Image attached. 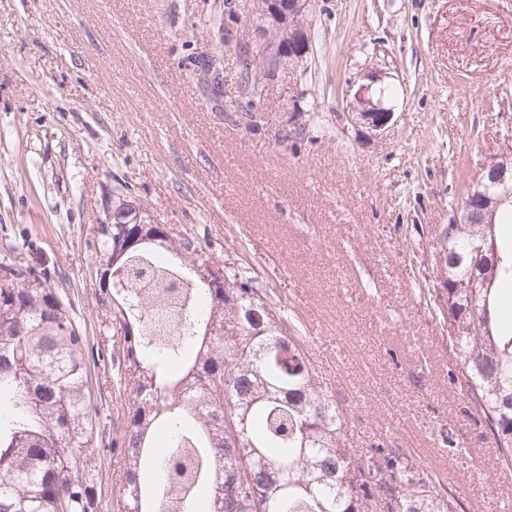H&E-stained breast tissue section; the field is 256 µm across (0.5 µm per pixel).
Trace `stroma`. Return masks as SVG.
<instances>
[{
	"mask_svg": "<svg viewBox=\"0 0 512 512\" xmlns=\"http://www.w3.org/2000/svg\"><path fill=\"white\" fill-rule=\"evenodd\" d=\"M304 25L306 60L262 77L250 124L240 72L262 22L230 0H0V260L16 245L44 262L99 351L98 221L125 184L156 223L258 274L363 445L412 453L462 512H512V467L448 382L433 255L465 185L512 146V0H309ZM374 72L398 106L371 139L346 89ZM297 108L321 137L287 136ZM94 376L109 499L124 398Z\"/></svg>",
	"mask_w": 512,
	"mask_h": 512,
	"instance_id": "stroma-1",
	"label": "stroma"
}]
</instances>
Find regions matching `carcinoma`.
<instances>
[{"label":"carcinoma","mask_w":512,"mask_h":512,"mask_svg":"<svg viewBox=\"0 0 512 512\" xmlns=\"http://www.w3.org/2000/svg\"><path fill=\"white\" fill-rule=\"evenodd\" d=\"M242 59L244 83L262 87ZM138 224L118 221L123 213ZM112 223L99 228L95 260L111 271L101 288L110 321V362L125 397L112 503L92 465L96 405L84 357L88 337L70 303L37 267L0 263V512H193L209 489L210 512H456L428 467L399 448H360L348 412L315 372L306 337L275 311L257 278L199 272L205 257L175 239L119 185ZM183 258L176 263L163 251ZM436 262H445L450 341L462 391L488 428L499 460L512 464V208L492 224H446ZM164 426L175 461L147 488L150 439Z\"/></svg>","instance_id":"obj_1"}]
</instances>
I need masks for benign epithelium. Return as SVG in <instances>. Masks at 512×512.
I'll return each mask as SVG.
<instances>
[{
    "instance_id": "benign-epithelium-1",
    "label": "benign epithelium",
    "mask_w": 512,
    "mask_h": 512,
    "mask_svg": "<svg viewBox=\"0 0 512 512\" xmlns=\"http://www.w3.org/2000/svg\"><path fill=\"white\" fill-rule=\"evenodd\" d=\"M309 0H288L286 9H280V0H261V7H255V0H242L239 8L246 14L259 10L267 22L263 28L262 43L257 55L263 60L265 72L277 70V59L288 53V63L295 64L310 50L308 34L304 28L303 16ZM288 29V43L281 44L272 36L277 30ZM380 79L371 76L369 82L361 84L352 94L349 102L351 121L363 126L369 138L380 135L394 117V106L375 98L372 87ZM512 204V149L503 152L490 162L481 177L466 191L464 219L474 224H489V216L500 206Z\"/></svg>"
}]
</instances>
